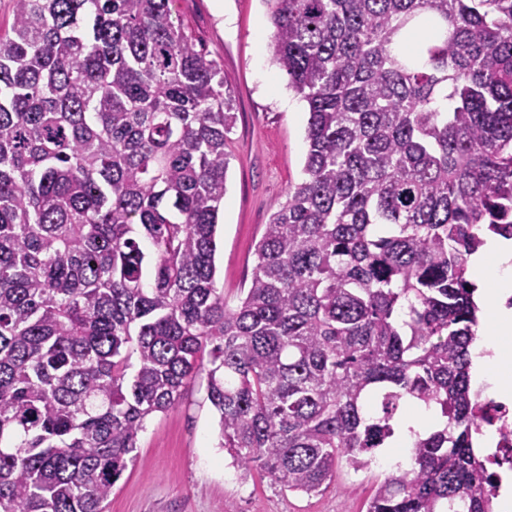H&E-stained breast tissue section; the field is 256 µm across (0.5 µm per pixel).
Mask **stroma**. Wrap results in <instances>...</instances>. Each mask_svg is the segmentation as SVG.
<instances>
[{
	"mask_svg": "<svg viewBox=\"0 0 512 512\" xmlns=\"http://www.w3.org/2000/svg\"><path fill=\"white\" fill-rule=\"evenodd\" d=\"M172 19L223 69L236 99L215 254L216 285L235 303L250 282L265 224L305 177L307 105L273 61L266 0H174ZM205 386L198 376L176 408L148 420L107 512H366L376 467L339 468L316 496L284 490L258 465L241 476L217 446L218 417Z\"/></svg>",
	"mask_w": 512,
	"mask_h": 512,
	"instance_id": "1",
	"label": "stroma"
}]
</instances>
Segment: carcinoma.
Wrapping results in <instances>:
<instances>
[{"mask_svg":"<svg viewBox=\"0 0 512 512\" xmlns=\"http://www.w3.org/2000/svg\"><path fill=\"white\" fill-rule=\"evenodd\" d=\"M172 0H14L0 31V512H102L206 373L238 470L315 496L408 402L366 512H488L468 258L512 239V0H266L304 180L216 287L235 121Z\"/></svg>","mask_w":512,"mask_h":512,"instance_id":"obj_1","label":"carcinoma"}]
</instances>
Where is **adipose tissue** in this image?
Listing matches in <instances>:
<instances>
[{
    "mask_svg": "<svg viewBox=\"0 0 512 512\" xmlns=\"http://www.w3.org/2000/svg\"><path fill=\"white\" fill-rule=\"evenodd\" d=\"M470 267L486 306L475 346L488 351L476 361L475 380L489 383L496 397L508 400L512 398V308L506 300L512 296V243L488 241Z\"/></svg>",
    "mask_w": 512,
    "mask_h": 512,
    "instance_id": "adipose-tissue-1",
    "label": "adipose tissue"
}]
</instances>
